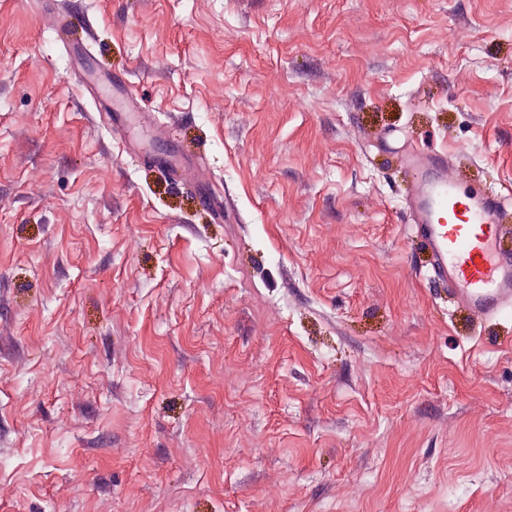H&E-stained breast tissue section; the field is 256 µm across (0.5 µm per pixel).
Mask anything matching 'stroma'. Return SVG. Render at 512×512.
Returning a JSON list of instances; mask_svg holds the SVG:
<instances>
[{
  "label": "stroma",
  "mask_w": 512,
  "mask_h": 512,
  "mask_svg": "<svg viewBox=\"0 0 512 512\" xmlns=\"http://www.w3.org/2000/svg\"><path fill=\"white\" fill-rule=\"evenodd\" d=\"M412 147L512 188V0H0V512H512Z\"/></svg>",
  "instance_id": "obj_1"
}]
</instances>
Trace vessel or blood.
I'll list each match as a JSON object with an SVG mask.
<instances>
[{
	"label": "vessel or blood",
	"instance_id": "1",
	"mask_svg": "<svg viewBox=\"0 0 512 512\" xmlns=\"http://www.w3.org/2000/svg\"><path fill=\"white\" fill-rule=\"evenodd\" d=\"M406 203L448 295L480 321L512 311V254L500 241L512 229V196L464 187L451 154L408 152Z\"/></svg>",
	"mask_w": 512,
	"mask_h": 512
}]
</instances>
